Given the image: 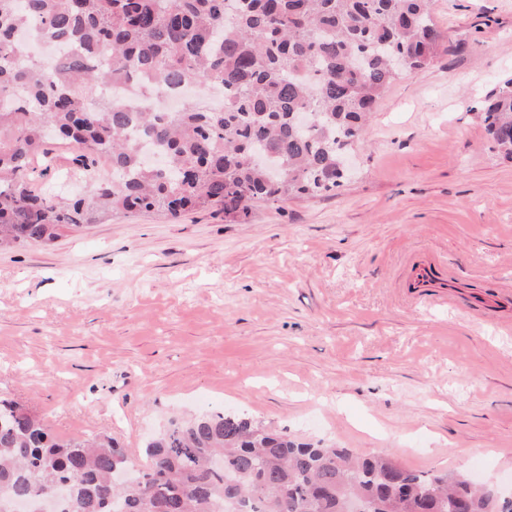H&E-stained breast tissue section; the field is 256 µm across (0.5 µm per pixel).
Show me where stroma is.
I'll return each instance as SVG.
<instances>
[{
    "label": "stroma",
    "instance_id": "35a3bbf8",
    "mask_svg": "<svg viewBox=\"0 0 512 512\" xmlns=\"http://www.w3.org/2000/svg\"><path fill=\"white\" fill-rule=\"evenodd\" d=\"M433 18L445 51L387 87L334 191L0 250V398L137 462L169 419L224 410L511 484L512 161L474 109L512 77V0Z\"/></svg>",
    "mask_w": 512,
    "mask_h": 512
}]
</instances>
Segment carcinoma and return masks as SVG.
I'll use <instances>...</instances> for the list:
<instances>
[{
	"instance_id": "obj_1",
	"label": "carcinoma",
	"mask_w": 512,
	"mask_h": 512,
	"mask_svg": "<svg viewBox=\"0 0 512 512\" xmlns=\"http://www.w3.org/2000/svg\"><path fill=\"white\" fill-rule=\"evenodd\" d=\"M432 0H0V248L52 246L70 230L121 212L176 219L187 208L246 218L255 201L316 196L340 186L343 152L361 140L395 79L390 58L424 68L443 45ZM63 43L57 64L28 39ZM134 99L106 97L119 83ZM224 90V108L193 102L157 112V93ZM314 112L305 125L299 114ZM512 159V79L477 112ZM65 141L89 196L46 195L32 164ZM150 145L163 164L141 159ZM260 152L277 178L252 165ZM107 162L112 177L99 173ZM133 484L110 437L52 434L24 406L0 400V501L35 500L61 480L59 512H375L496 510L467 477L421 472L382 453L307 442L222 410L170 422L146 442Z\"/></svg>"
}]
</instances>
